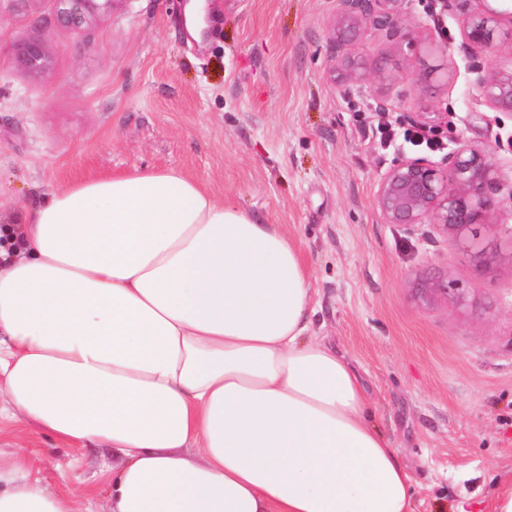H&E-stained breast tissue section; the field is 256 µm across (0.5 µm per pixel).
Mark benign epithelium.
<instances>
[{
	"label": "benign epithelium",
	"mask_w": 512,
	"mask_h": 512,
	"mask_svg": "<svg viewBox=\"0 0 512 512\" xmlns=\"http://www.w3.org/2000/svg\"><path fill=\"white\" fill-rule=\"evenodd\" d=\"M60 20L87 23L112 7V0H56ZM334 40L336 52L355 42L362 21L371 18L391 29L404 0H336ZM472 0H439L441 9L461 18L463 46L471 58L473 85L479 96L498 111L512 112V67H492L504 22L512 25V11L505 14L488 6L473 11ZM13 63L30 73L51 66L42 38H33L12 49ZM364 60L343 59L336 68L342 90L350 92L366 80ZM502 173L485 149L467 141L458 143L447 162L426 158H402L378 181L376 209L386 224L414 226L429 222L442 235L471 251L483 264L489 258L479 237V227L489 223L497 202L494 191L501 186Z\"/></svg>",
	"instance_id": "obj_1"
}]
</instances>
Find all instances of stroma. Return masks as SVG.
<instances>
[{"mask_svg":"<svg viewBox=\"0 0 512 512\" xmlns=\"http://www.w3.org/2000/svg\"><path fill=\"white\" fill-rule=\"evenodd\" d=\"M185 0H114L79 26L55 0H0V225L58 189L142 168H176L266 224L282 225L311 272L312 329L359 375L369 412L400 452L415 512H494L512 482V187L482 228V265L433 225L380 218L381 175L414 156L378 152V124L436 112L447 148L464 139L512 175V112L471 90L460 22L439 0H406L393 30L366 22L347 56L367 79L343 92L336 0H218L203 41ZM44 37L49 70L7 54ZM448 285L423 300L421 281ZM0 422V460L109 512L96 486L112 452L77 450L27 422Z\"/></svg>","mask_w":512,"mask_h":512,"instance_id":"stroma-1","label":"stroma"}]
</instances>
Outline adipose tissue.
I'll use <instances>...</instances> for the list:
<instances>
[{
  "label": "adipose tissue",
  "instance_id": "obj_1",
  "mask_svg": "<svg viewBox=\"0 0 512 512\" xmlns=\"http://www.w3.org/2000/svg\"><path fill=\"white\" fill-rule=\"evenodd\" d=\"M294 239L175 169L71 184L0 230V399L111 448L110 512H414ZM0 512H74L0 467Z\"/></svg>",
  "mask_w": 512,
  "mask_h": 512
}]
</instances>
